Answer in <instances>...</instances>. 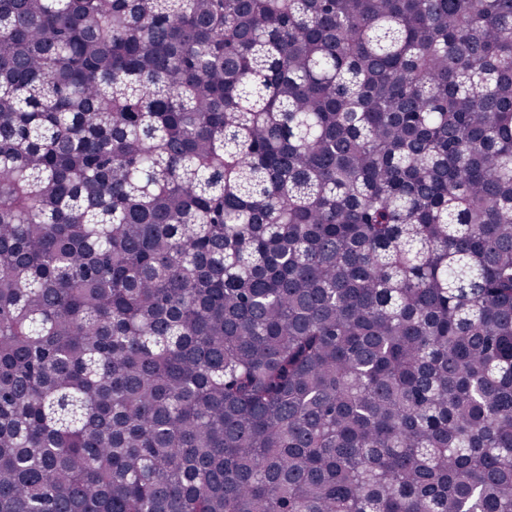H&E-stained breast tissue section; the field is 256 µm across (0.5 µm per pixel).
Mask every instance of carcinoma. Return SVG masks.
Wrapping results in <instances>:
<instances>
[{
	"label": "carcinoma",
	"mask_w": 512,
	"mask_h": 512,
	"mask_svg": "<svg viewBox=\"0 0 512 512\" xmlns=\"http://www.w3.org/2000/svg\"><path fill=\"white\" fill-rule=\"evenodd\" d=\"M0 512H512V0H0Z\"/></svg>",
	"instance_id": "obj_1"
}]
</instances>
